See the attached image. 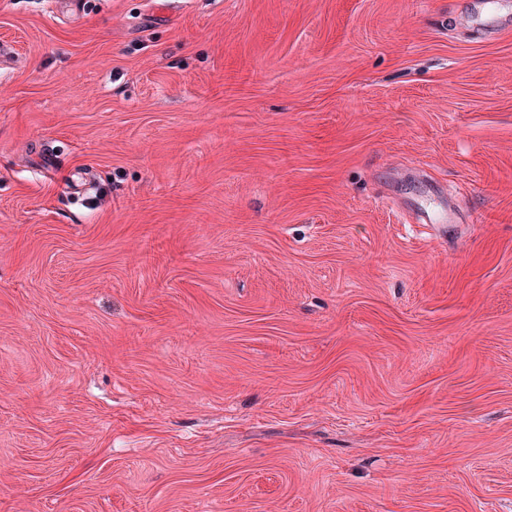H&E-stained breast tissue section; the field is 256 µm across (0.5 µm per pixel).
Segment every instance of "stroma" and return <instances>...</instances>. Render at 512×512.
I'll return each instance as SVG.
<instances>
[{
  "instance_id": "stroma-1",
  "label": "stroma",
  "mask_w": 512,
  "mask_h": 512,
  "mask_svg": "<svg viewBox=\"0 0 512 512\" xmlns=\"http://www.w3.org/2000/svg\"><path fill=\"white\" fill-rule=\"evenodd\" d=\"M479 2L0 0V512H512Z\"/></svg>"
}]
</instances>
